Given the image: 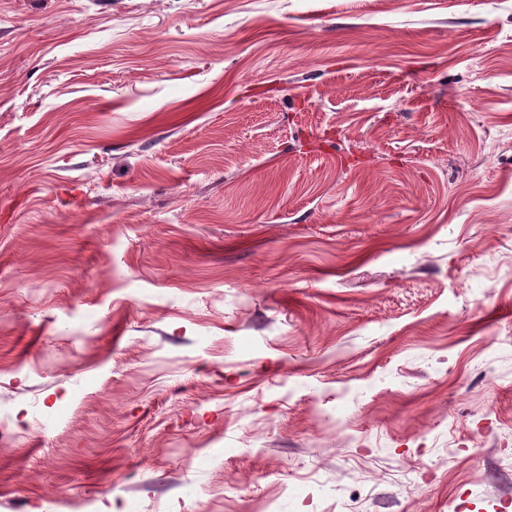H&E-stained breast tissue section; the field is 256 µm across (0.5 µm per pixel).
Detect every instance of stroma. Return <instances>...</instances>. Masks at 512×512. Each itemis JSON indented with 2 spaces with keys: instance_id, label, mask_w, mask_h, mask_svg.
<instances>
[{
  "instance_id": "obj_1",
  "label": "stroma",
  "mask_w": 512,
  "mask_h": 512,
  "mask_svg": "<svg viewBox=\"0 0 512 512\" xmlns=\"http://www.w3.org/2000/svg\"><path fill=\"white\" fill-rule=\"evenodd\" d=\"M0 512H512V0H0Z\"/></svg>"
}]
</instances>
